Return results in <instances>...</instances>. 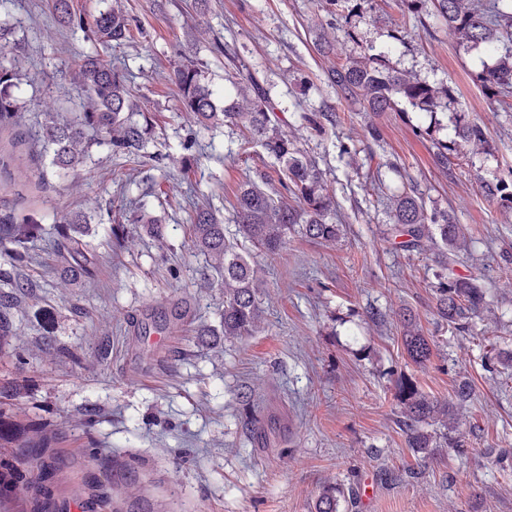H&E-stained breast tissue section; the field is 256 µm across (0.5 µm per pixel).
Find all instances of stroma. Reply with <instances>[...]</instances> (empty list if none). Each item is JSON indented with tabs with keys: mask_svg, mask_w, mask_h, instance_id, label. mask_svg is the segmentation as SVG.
Instances as JSON below:
<instances>
[{
	"mask_svg": "<svg viewBox=\"0 0 512 512\" xmlns=\"http://www.w3.org/2000/svg\"><path fill=\"white\" fill-rule=\"evenodd\" d=\"M92 17L121 7L129 38L116 47L59 27L51 0H6L0 60L22 73L16 97L28 103L18 134L40 137L49 120L32 106L52 100L80 111L68 88L78 61L99 54L127 66L141 110L156 115L147 155L129 159L93 148L69 177L37 174L48 159L17 148L32 174L0 191V211L31 216L43 233L31 243L46 264L18 290L14 333L0 341V430L18 429L17 408L37 431L44 458L67 483L51 484L52 512H314L324 486L344 489L338 512H512V212L487 198L483 183L512 178V94L487 98L477 76L489 56L460 48L432 0L413 12L396 0H72ZM397 38H390V31ZM331 41L333 53L316 50ZM229 52L215 51V43ZM387 52L390 64L455 91V108L426 114L363 112L325 82L331 65L360 48ZM193 58L223 92L247 65L276 104L281 127L299 138L336 206V242L292 234L275 254H258L262 318L252 335H212L224 290L191 244L194 204L231 218L240 186L263 171L279 188V166L260 147L242 149L227 127L205 130L181 113L169 76ZM332 113L322 132L304 129L305 113ZM482 126L491 151L437 167L431 144L415 133L434 126L455 136L459 121ZM376 126L372 140L367 126ZM201 155L188 173L173 166L186 138ZM413 181L427 209L462 224L457 270L477 277L485 305L472 333L436 314V245L414 254L385 240L393 196ZM144 203L160 216L168 242L128 225L120 257L110 251L122 205ZM82 211L91 218L86 256L91 277L62 288L54 225ZM185 310L177 325L163 322ZM414 312L432 341L424 365L409 359L399 314ZM24 372H17L18 360ZM473 384L458 432L466 454L444 448L418 457L397 425L401 381L448 401L461 378ZM90 416L84 430L76 419ZM372 480L375 496L360 488Z\"/></svg>",
	"mask_w": 512,
	"mask_h": 512,
	"instance_id": "obj_1",
	"label": "stroma"
}]
</instances>
